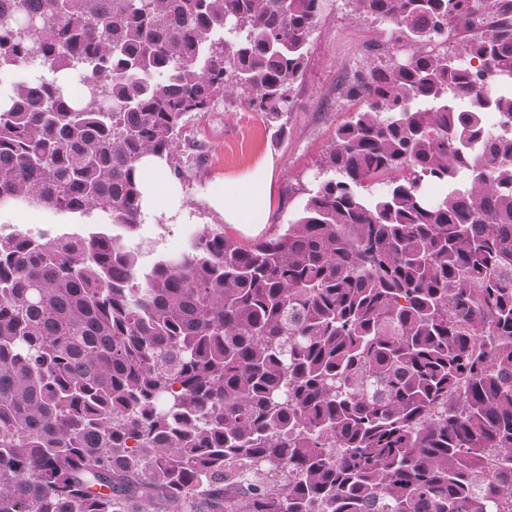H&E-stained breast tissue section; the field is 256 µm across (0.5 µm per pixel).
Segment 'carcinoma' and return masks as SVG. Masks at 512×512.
<instances>
[{
	"instance_id": "obj_1",
	"label": "carcinoma",
	"mask_w": 512,
	"mask_h": 512,
	"mask_svg": "<svg viewBox=\"0 0 512 512\" xmlns=\"http://www.w3.org/2000/svg\"><path fill=\"white\" fill-rule=\"evenodd\" d=\"M348 4L413 50L346 80L298 217L144 270L141 158L292 110L325 0H0V207L120 230L0 235V512H512V0Z\"/></svg>"
}]
</instances>
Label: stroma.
I'll list each match as a JSON object with an SVG mask.
<instances>
[{
    "mask_svg": "<svg viewBox=\"0 0 512 512\" xmlns=\"http://www.w3.org/2000/svg\"><path fill=\"white\" fill-rule=\"evenodd\" d=\"M391 38L389 25L354 18L347 0H327L308 43L291 112L269 122L244 102L221 100L211 110L191 115L175 155L183 204L178 212L160 210L140 225L142 265L182 250L190 229L218 228L244 245L282 233L322 178V157L337 126L351 114L352 103L341 95L344 79L373 59L375 45L390 48ZM263 166L271 169L266 227L258 235H245L226 224L206 197L215 179H236Z\"/></svg>",
    "mask_w": 512,
    "mask_h": 512,
    "instance_id": "obj_1",
    "label": "stroma"
}]
</instances>
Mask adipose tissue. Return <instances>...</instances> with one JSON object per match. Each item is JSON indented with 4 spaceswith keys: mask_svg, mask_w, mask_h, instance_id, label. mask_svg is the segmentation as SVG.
<instances>
[{
    "mask_svg": "<svg viewBox=\"0 0 512 512\" xmlns=\"http://www.w3.org/2000/svg\"><path fill=\"white\" fill-rule=\"evenodd\" d=\"M270 183L271 174L267 171L230 184L225 180L218 179L213 183V189L207 196V202L210 207L223 215L225 223L236 225L238 229L246 233L256 234L260 232L261 227L250 223L245 206L252 197L267 198Z\"/></svg>",
    "mask_w": 512,
    "mask_h": 512,
    "instance_id": "ef3b65f1",
    "label": "adipose tissue"
}]
</instances>
